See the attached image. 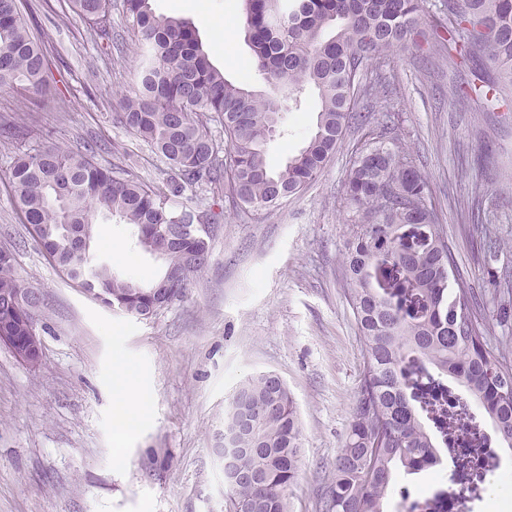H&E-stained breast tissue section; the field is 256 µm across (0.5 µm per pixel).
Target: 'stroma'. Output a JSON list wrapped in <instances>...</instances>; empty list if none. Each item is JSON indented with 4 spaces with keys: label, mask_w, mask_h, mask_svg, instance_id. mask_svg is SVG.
Segmentation results:
<instances>
[{
    "label": "stroma",
    "mask_w": 512,
    "mask_h": 512,
    "mask_svg": "<svg viewBox=\"0 0 512 512\" xmlns=\"http://www.w3.org/2000/svg\"><path fill=\"white\" fill-rule=\"evenodd\" d=\"M35 35L51 65L54 98L36 105L0 91V248L17 278L43 297L38 332L43 360L31 369L0 344V512H224V478L210 450L224 426L234 388L278 373L295 401L301 450L289 512H321L336 458L352 423L363 345L347 298L342 256L353 211L343 184L365 128L354 123L324 170L274 211L224 206L212 228L206 269L185 298L147 320L112 311L58 273L32 236L7 187L15 156L45 146H93L106 167H132L147 182L169 177L167 164L122 126L116 100L128 91L139 58L132 35L112 14L108 49L69 0H28ZM156 13L189 20L213 64L232 81L267 84L251 73L241 0H152ZM385 103L395 133L430 182L439 224L467 287L488 308V337L512 358V304L501 307L493 283L512 268V251L490 257L470 208L498 214L512 242V112L461 106L448 96L465 75L438 55L399 49L385 70ZM281 135L265 147L280 168L309 134L317 110L282 99ZM485 181L483 193L473 184ZM93 250L114 272L148 282L162 271L135 249L130 229L95 226ZM138 374L151 418L125 435L112 423L113 365Z\"/></svg>",
    "instance_id": "obj_1"
}]
</instances>
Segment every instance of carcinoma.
<instances>
[{
  "label": "carcinoma",
  "instance_id": "1",
  "mask_svg": "<svg viewBox=\"0 0 512 512\" xmlns=\"http://www.w3.org/2000/svg\"><path fill=\"white\" fill-rule=\"evenodd\" d=\"M253 68L292 101L308 90L319 110L304 145L279 169L264 147L277 133L280 100L232 82L210 61L190 22L158 15L152 0H121L119 13L136 37L139 67L118 101V120L173 172L150 184L131 170L113 171L79 148L47 147L18 154L9 172L12 197L52 265L105 305L123 303L132 316L183 297L202 273L218 215L173 203L186 189L235 208L272 211L323 170L346 126H367L347 175L344 200L355 229L342 265L364 367L353 420L336 458L323 512H384L395 473L426 472L440 462L436 439L458 430L448 409L451 378L477 400L512 448V360L487 341V315L473 290L451 291L454 259L436 222L428 180L391 136L395 114L377 122L357 110L385 88L393 49L436 50L473 76L476 98L499 100L512 86V0H242ZM75 13L101 35L112 0H71ZM23 0H0V89L42 95L48 67L22 14ZM432 15L429 25L423 24ZM132 228L139 249L179 270L147 284L114 274L90 251L97 216ZM189 224L201 229L183 231ZM0 249V336L24 343L38 319L17 300L34 292L13 273ZM244 409L239 460L260 475L229 486L224 512H288L300 454V428L286 384L269 373L243 381L224 411V424Z\"/></svg>",
  "mask_w": 512,
  "mask_h": 512
}]
</instances>
